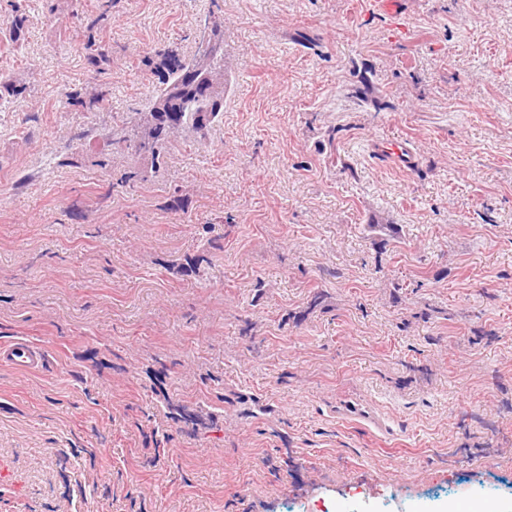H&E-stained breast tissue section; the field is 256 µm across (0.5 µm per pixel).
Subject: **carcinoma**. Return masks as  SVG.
<instances>
[{"label": "carcinoma", "instance_id": "cac0c4a2", "mask_svg": "<svg viewBox=\"0 0 512 512\" xmlns=\"http://www.w3.org/2000/svg\"><path fill=\"white\" fill-rule=\"evenodd\" d=\"M114 0H98L96 13L85 17V27L90 35L86 42L87 57L97 64L107 57V52L96 43L92 32L102 27L112 15ZM0 19V31L5 39L21 46L28 16L16 0H6V8ZM209 39L213 43L209 54L186 58L173 49L157 52L165 70L162 86L158 89L151 106L166 104L167 111L157 113L158 124L147 144L140 142L142 113L134 117L114 120L112 144L130 153L150 160V170L130 169L116 186L134 190L158 176L163 169V157L184 132H201L213 124L224 109V94L229 86V73L224 60V25L213 21L209 27ZM112 98V88L98 83L87 99L80 104L89 110H103ZM168 415L193 426L201 425V416L188 412L179 405H167Z\"/></svg>", "mask_w": 512, "mask_h": 512}]
</instances>
